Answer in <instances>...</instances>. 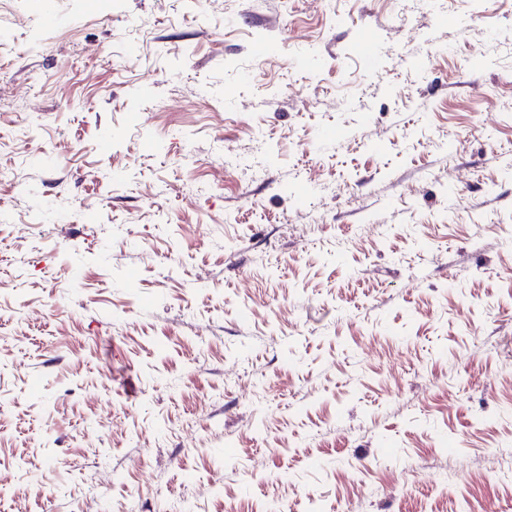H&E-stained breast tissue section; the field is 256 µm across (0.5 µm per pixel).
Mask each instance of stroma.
I'll return each instance as SVG.
<instances>
[{"label": "stroma", "mask_w": 512, "mask_h": 512, "mask_svg": "<svg viewBox=\"0 0 512 512\" xmlns=\"http://www.w3.org/2000/svg\"><path fill=\"white\" fill-rule=\"evenodd\" d=\"M0 37V512H512V0Z\"/></svg>", "instance_id": "stroma-1"}]
</instances>
